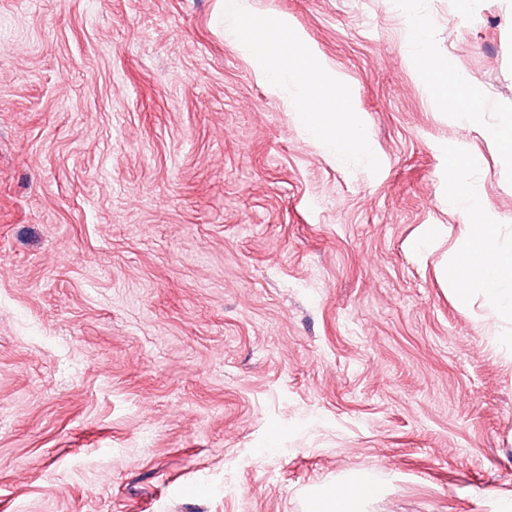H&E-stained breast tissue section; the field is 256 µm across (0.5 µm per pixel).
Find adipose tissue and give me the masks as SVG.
<instances>
[{
	"label": "adipose tissue",
	"instance_id": "adipose-tissue-1",
	"mask_svg": "<svg viewBox=\"0 0 512 512\" xmlns=\"http://www.w3.org/2000/svg\"><path fill=\"white\" fill-rule=\"evenodd\" d=\"M448 204L469 217L451 264L452 271L462 275L455 290L458 301L467 303L473 291H480L492 317L512 325V249H505L499 241L497 216L467 188L449 197ZM384 494L383 484L373 473L360 471L341 486L319 491L311 502V512H367Z\"/></svg>",
	"mask_w": 512,
	"mask_h": 512
}]
</instances>
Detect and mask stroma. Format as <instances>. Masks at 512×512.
I'll list each match as a JSON object with an SVG mask.
<instances>
[{
    "instance_id": "obj_1",
    "label": "stroma",
    "mask_w": 512,
    "mask_h": 512,
    "mask_svg": "<svg viewBox=\"0 0 512 512\" xmlns=\"http://www.w3.org/2000/svg\"><path fill=\"white\" fill-rule=\"evenodd\" d=\"M352 91L378 173L322 151L217 0H0V512H370L512 497V361L461 306L455 159L512 245V0H249ZM463 121L411 56L414 18ZM459 84L465 87L467 90L465 105L463 97L457 93H448L447 87L440 93L439 102L445 112L456 115L459 112L466 111L465 114L468 118H472L473 111L475 110L476 104L479 102V95L475 91L474 85L468 80L460 81ZM487 135L505 152L512 151V114L502 115L499 123L487 130ZM384 485L369 471L356 472L341 487L328 486L311 502L312 512H367V508L383 498Z\"/></svg>"
}]
</instances>
